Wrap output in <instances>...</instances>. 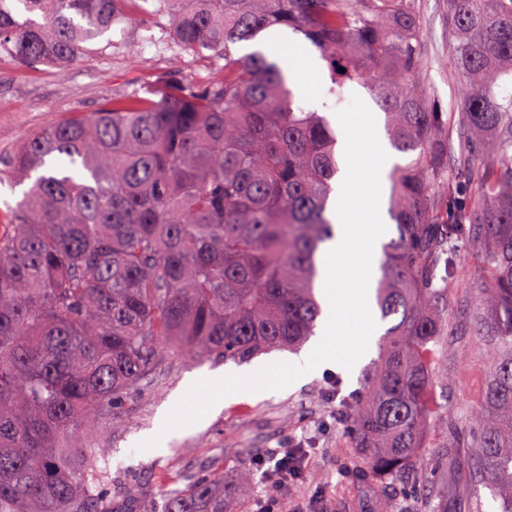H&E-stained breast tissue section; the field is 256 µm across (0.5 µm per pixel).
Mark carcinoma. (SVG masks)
Returning a JSON list of instances; mask_svg holds the SVG:
<instances>
[{
    "mask_svg": "<svg viewBox=\"0 0 512 512\" xmlns=\"http://www.w3.org/2000/svg\"><path fill=\"white\" fill-rule=\"evenodd\" d=\"M149 10L180 50L224 59L223 76L104 102L8 161L31 186L0 223V512H235L250 495L245 471L227 489L189 476L159 510L131 480L118 511L95 490L117 482L100 466L103 428L169 370L168 353L245 363L315 336L339 138L287 81L297 51L233 54L276 27L329 63L334 105L347 82L369 85L392 148L413 156L389 174L395 235L381 245L375 301L392 324L353 399L354 446L373 473L414 471L461 279L454 242L468 240L487 279L472 321L491 333L492 370L438 460L473 458L512 512V0H448L463 109L455 166L480 169L467 197L445 177L448 123L418 77L414 0H0V54L67 66Z\"/></svg>",
    "mask_w": 512,
    "mask_h": 512,
    "instance_id": "1",
    "label": "carcinoma"
}]
</instances>
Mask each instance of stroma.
Listing matches in <instances>:
<instances>
[{"label": "stroma", "mask_w": 512, "mask_h": 512, "mask_svg": "<svg viewBox=\"0 0 512 512\" xmlns=\"http://www.w3.org/2000/svg\"><path fill=\"white\" fill-rule=\"evenodd\" d=\"M422 43V76L432 99L453 126L448 151L458 149L454 129L460 118L457 78L448 67V0H415ZM166 18L148 13L114 24L89 45L87 57L67 68H23L0 56V165L14 152L58 121L94 112L101 102L136 93L149 95L160 76L202 85L222 72L223 59L211 52L177 50L166 29ZM292 82L307 108L321 109L323 92L331 83L327 62L316 48L301 57ZM463 278L448 296L452 313L443 356L447 369H436L438 394L446 396L447 411L428 419L425 446L418 465L419 489L369 472L348 434L350 406L340 397L358 390L359 381L344 382L334 392L328 374H321L293 391H279L255 400L241 398L207 414L202 425L165 435L161 446L141 449V442L160 428L188 378L223 371L220 362H200L187 354L170 357L161 380L144 383L121 405L118 431H104L112 474L151 484L153 501L168 492L160 475L173 469L236 481L241 470L252 477V494L238 512H262L270 498L282 505L303 504L316 512H378L380 500L391 501L394 512H430L447 499L449 512H497L498 501L468 471L449 476L435 468V452L446 437V420L466 425L479 405L489 354L484 337L470 321L479 304V258L466 242L455 246ZM308 450L302 478L270 495L263 477L269 452L275 448Z\"/></svg>", "instance_id": "1"}]
</instances>
